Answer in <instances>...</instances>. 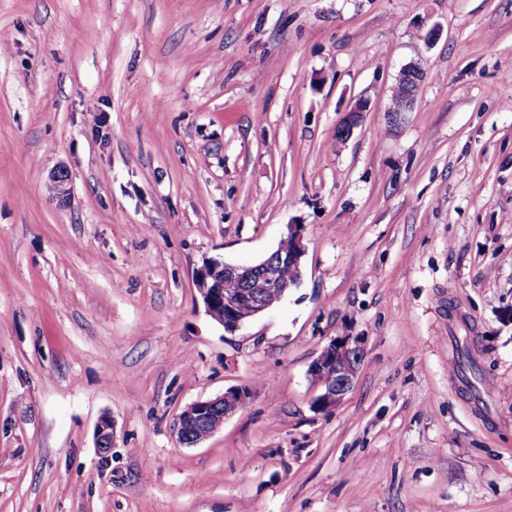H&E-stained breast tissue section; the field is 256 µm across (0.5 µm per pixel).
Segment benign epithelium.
<instances>
[{"label": "benign epithelium", "instance_id": "benign-epithelium-1", "mask_svg": "<svg viewBox=\"0 0 512 512\" xmlns=\"http://www.w3.org/2000/svg\"><path fill=\"white\" fill-rule=\"evenodd\" d=\"M425 79L426 72L415 63L399 72L395 86L400 91V106L393 111L394 116L412 111ZM368 109V102L359 100L347 111L338 127L343 137L350 136L361 113ZM287 235L293 239V248L287 252H275L260 264H227L212 259L196 271L197 290L206 312L224 326V332L236 333L267 310L263 297L268 290L279 289L284 293L288 289V283L282 279V271L292 263H299L305 246L300 225H288ZM226 277L240 282L243 288L235 294H224ZM361 358L357 339L337 336L329 342L309 368L310 379L319 391L313 401L315 408L328 411L341 403L354 385ZM250 401L249 388L240 386L227 389L218 397L188 405L178 417L176 433L179 441L188 447L200 445L215 433L210 428L213 419L224 420ZM113 439L112 422L105 418L97 427L96 443L100 454L107 455L112 451Z\"/></svg>", "mask_w": 512, "mask_h": 512}]
</instances>
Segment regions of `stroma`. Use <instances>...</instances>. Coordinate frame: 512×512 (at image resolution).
Here are the masks:
<instances>
[{"label": "stroma", "mask_w": 512, "mask_h": 512, "mask_svg": "<svg viewBox=\"0 0 512 512\" xmlns=\"http://www.w3.org/2000/svg\"><path fill=\"white\" fill-rule=\"evenodd\" d=\"M0 34V512H512V0H0ZM292 224L299 285L225 333L197 269ZM426 79V72L419 64H408L405 66L397 76L394 90L398 87L400 91V106L398 98L391 99L390 108L396 109L391 111L397 119V116H401L404 112H411L417 98V94L423 82ZM362 353L357 338L337 336L312 362L309 376L319 394L313 405L320 411L338 406L352 389ZM251 392L245 386L230 388L218 397L201 400L188 405L179 415L176 433L179 441L195 447L211 437L223 425L224 420L237 413L242 405L249 404ZM214 418H221L215 429H210Z\"/></svg>", "instance_id": "35a3bbf8"}]
</instances>
